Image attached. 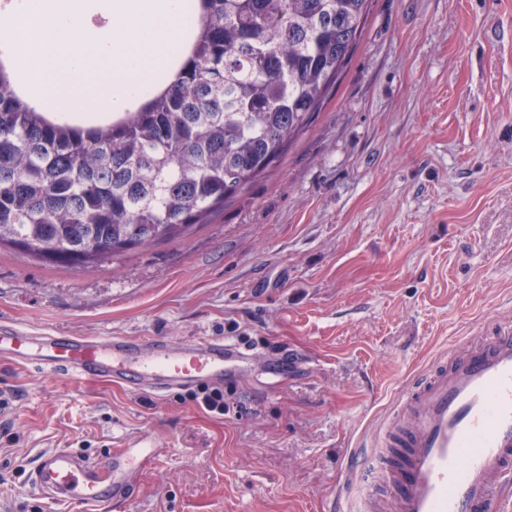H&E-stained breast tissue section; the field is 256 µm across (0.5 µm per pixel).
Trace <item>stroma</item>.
I'll return each instance as SVG.
<instances>
[{
    "label": "stroma",
    "instance_id": "35a3bbf8",
    "mask_svg": "<svg viewBox=\"0 0 512 512\" xmlns=\"http://www.w3.org/2000/svg\"><path fill=\"white\" fill-rule=\"evenodd\" d=\"M512 321V0H372L284 156L183 238L86 268L0 247V321L250 347L208 411L0 362V512L41 452L157 455L124 512H364V468L415 379Z\"/></svg>",
    "mask_w": 512,
    "mask_h": 512
}]
</instances>
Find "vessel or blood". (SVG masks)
Wrapping results in <instances>:
<instances>
[{
    "label": "vessel or blood",
    "mask_w": 512,
    "mask_h": 512,
    "mask_svg": "<svg viewBox=\"0 0 512 512\" xmlns=\"http://www.w3.org/2000/svg\"><path fill=\"white\" fill-rule=\"evenodd\" d=\"M0 360L156 395L199 382L221 384L249 364L239 345L218 338L185 344L86 337L1 322ZM155 455L142 438L124 441L101 464L51 450L38 459L31 485L83 512L124 506L133 498L137 471ZM378 462L399 512H512V500L498 494L512 482L511 324L454 365L437 364L406 391Z\"/></svg>",
    "instance_id": "1"
}]
</instances>
